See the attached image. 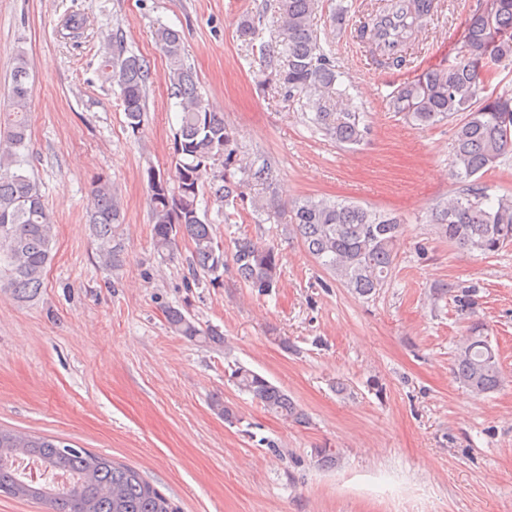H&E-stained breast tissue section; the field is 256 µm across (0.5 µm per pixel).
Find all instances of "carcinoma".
<instances>
[{
  "label": "carcinoma",
  "instance_id": "carcinoma-1",
  "mask_svg": "<svg viewBox=\"0 0 512 512\" xmlns=\"http://www.w3.org/2000/svg\"><path fill=\"white\" fill-rule=\"evenodd\" d=\"M369 14L360 35L375 46L374 61L384 67L406 62L405 48L422 32L425 19L439 0H380ZM318 0H278L284 32L276 50L274 80L289 100H304L313 113L311 122L338 144L358 145L369 135L359 112L351 105L348 89L338 83L334 58L314 28ZM155 40L167 60L168 91L180 108V127L174 136L175 164L166 187L149 183L153 244L157 254L172 259L179 241L191 247L189 275L218 281L217 265L224 264V249L215 240L211 224L200 215V198L221 206L245 198L246 190L268 184L274 169L239 157L235 132L224 123V113L212 110L198 92L187 65L181 34L167 26L155 30ZM112 80L120 87L127 125L137 131L146 112L149 80L147 63L125 55L122 41L105 60ZM512 67V0H497L486 10L485 0L464 20V39L454 62L429 67L401 84L389 99V108L416 126H432L462 116L451 144L452 176L462 183L458 195L435 209L440 233L460 248L490 254L512 242V196L491 198L479 183L499 160L512 151V94L490 90L499 69ZM28 61L15 59L11 94L0 109V288L14 300H35L43 287L50 261L54 224L37 183L26 172L30 88ZM211 161L216 168H200ZM91 224L102 264L119 263L112 245L121 223L120 202L112 185L94 189ZM405 225L388 213L353 202L306 198L295 205L293 230L309 253L343 287L366 297L383 286L397 256ZM240 279L250 288L278 283L279 255L275 247L242 239L231 255ZM168 328L190 341L221 344L219 329L198 326L180 309L165 311ZM454 376L476 394L496 390L502 375L498 355L485 335L484 325L472 323L457 352ZM229 380L265 411L285 421H306V413L282 388L244 366L232 369ZM25 454L51 471L77 479L61 487L24 479L13 466ZM0 493L46 506V512H180L139 469L117 463L83 448H71L36 434L0 428Z\"/></svg>",
  "mask_w": 512,
  "mask_h": 512
}]
</instances>
